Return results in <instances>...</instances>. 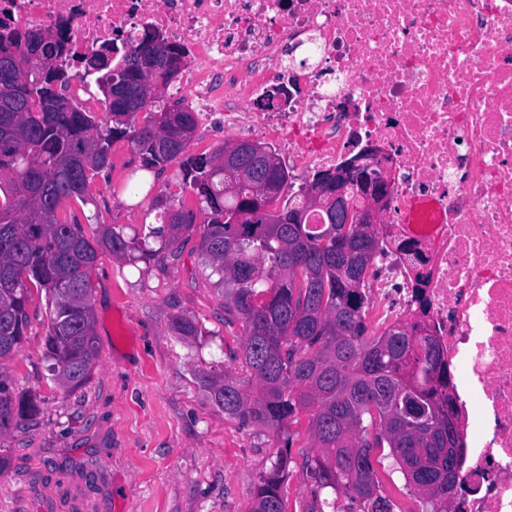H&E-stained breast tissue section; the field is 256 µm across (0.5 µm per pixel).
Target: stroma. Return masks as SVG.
<instances>
[{
    "label": "stroma",
    "instance_id": "35a3bbf8",
    "mask_svg": "<svg viewBox=\"0 0 512 512\" xmlns=\"http://www.w3.org/2000/svg\"><path fill=\"white\" fill-rule=\"evenodd\" d=\"M111 168L92 176L87 202L65 212L92 215L149 252L120 260L100 252L90 272L99 359L88 383L65 391L45 355L47 297L34 293L21 347L0 359V382L34 398L33 420L0 434V512H249L259 475L280 437L241 424L214 404L205 375L240 373L244 327L224 311V290L200 251L205 216L183 185L179 161L134 181L140 159L114 141ZM194 211L196 226L170 246L148 237L161 208ZM196 319L184 341L169 322Z\"/></svg>",
    "mask_w": 512,
    "mask_h": 512
}]
</instances>
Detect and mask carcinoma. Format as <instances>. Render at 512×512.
I'll return each mask as SVG.
<instances>
[{
    "label": "carcinoma",
    "mask_w": 512,
    "mask_h": 512,
    "mask_svg": "<svg viewBox=\"0 0 512 512\" xmlns=\"http://www.w3.org/2000/svg\"><path fill=\"white\" fill-rule=\"evenodd\" d=\"M145 34L124 46L116 63L101 62L97 51L83 59L82 80L96 75L105 112H84L73 104L50 111L64 98L66 73L59 65L65 41L47 29L19 31L0 21V56L24 65L13 79L0 80V358L23 343L29 327L32 288L48 297L47 357L59 385L75 391L86 384L99 356L93 332L90 271L99 251L117 257L130 253L123 234L103 228L95 242L83 234L78 219L60 217L66 201L87 203L90 174L110 166L113 141L126 139L138 151L142 167L151 171L181 159L183 177L206 215L200 248L215 284L224 289V309L244 323L242 363L250 380L224 373L209 377L208 387L224 414L244 424L275 431L308 417L312 452L302 454L310 479L306 512H335L329 489L367 504L368 512H393L380 490L375 449L390 448L406 485L423 495V512H448V493L463 461L453 419L457 410L452 375L439 347L428 335L397 325L372 341L363 314L361 291L366 258L378 249L375 230L363 224L345 226L332 207L321 210L324 224L297 221L313 178L297 198L285 196L290 173L270 174L271 189L251 199L252 184L228 194L224 176L211 167L224 156L188 153L192 139L157 110L158 98L139 85L133 111L107 96L132 79L137 55L150 50L165 66L181 47ZM40 49L53 61L40 78L28 67V53ZM149 114L139 126L137 116ZM168 135L160 150L156 139ZM280 211L281 223L266 224L259 209ZM238 216V223L225 221ZM166 230L151 229L171 245L193 227L195 214L173 210L161 214ZM175 335L189 341L201 333L191 318L170 321ZM36 412L32 398L17 401L0 382V432L19 426ZM291 443L279 450L274 465L260 475L251 512H285L282 485L290 462Z\"/></svg>",
    "instance_id": "1"
}]
</instances>
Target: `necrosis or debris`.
I'll return each mask as SVG.
<instances>
[{
    "mask_svg": "<svg viewBox=\"0 0 512 512\" xmlns=\"http://www.w3.org/2000/svg\"><path fill=\"white\" fill-rule=\"evenodd\" d=\"M0 20L62 35V93L84 110L78 57L158 31L196 60L172 93L201 127L222 113L311 175L386 165L366 318L456 364L459 508L512 512V0H0Z\"/></svg>",
    "mask_w": 512,
    "mask_h": 512,
    "instance_id": "obj_1",
    "label": "necrosis or debris"
}]
</instances>
